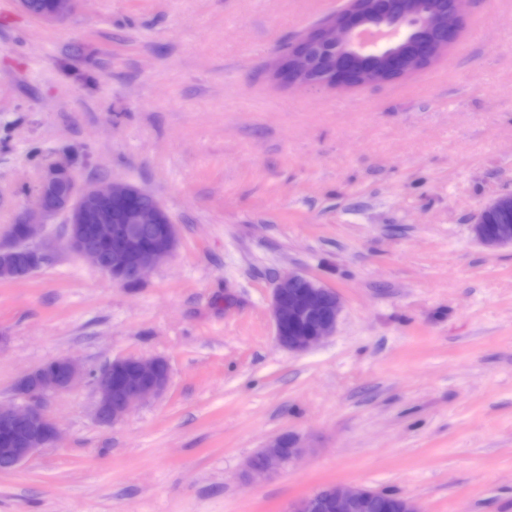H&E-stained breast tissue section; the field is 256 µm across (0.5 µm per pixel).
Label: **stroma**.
Returning a JSON list of instances; mask_svg holds the SVG:
<instances>
[{"label": "stroma", "instance_id": "stroma-1", "mask_svg": "<svg viewBox=\"0 0 512 512\" xmlns=\"http://www.w3.org/2000/svg\"><path fill=\"white\" fill-rule=\"evenodd\" d=\"M346 0H0V247L45 171L152 193L178 245L127 288L63 248L0 280V403L58 357H161L170 382L114 424L87 383L60 438L0 471V512H291L330 485L421 512H512V247L471 226L512 193V0H471L431 66L301 89L283 46ZM342 301L334 335L278 345L277 276ZM287 435L303 455L246 464ZM52 3L51 10L42 18L44 21L59 20L70 14L77 0H50ZM49 0H30L31 12L34 14L42 13L49 7Z\"/></svg>", "mask_w": 512, "mask_h": 512}]
</instances>
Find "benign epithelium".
I'll use <instances>...</instances> for the list:
<instances>
[{
    "label": "benign epithelium",
    "mask_w": 512,
    "mask_h": 512,
    "mask_svg": "<svg viewBox=\"0 0 512 512\" xmlns=\"http://www.w3.org/2000/svg\"><path fill=\"white\" fill-rule=\"evenodd\" d=\"M77 0H51L45 21L70 14ZM470 0H433L420 13L419 0H349L347 7L303 36L281 54L275 69L290 63L301 88L381 85L430 66L457 39ZM139 188L122 182L81 183L69 167L55 165L43 177L29 218L10 228L13 244L0 247V263L24 267L18 277L40 268L54 246L35 248L30 241L43 220L62 214L67 220L64 247L90 262L123 286L139 284L147 270L168 260L178 244V231L167 211L139 207ZM512 211V194L486 204L471 230L488 248L512 246V224L494 236L482 230L483 214ZM272 315L279 344L305 352L332 335L341 312V298L331 288L303 274L281 277L274 288ZM88 379L97 392L95 419L104 426L123 418L136 404L165 391L170 368L163 358L114 360L87 371L68 357L34 369L16 386L21 402L0 405V470L10 471L36 451L53 443L58 427L46 409L48 398ZM302 453L287 436L272 441L251 457L253 473L269 472ZM378 493L364 487L328 486L299 500L292 512H369Z\"/></svg>",
    "instance_id": "1"
}]
</instances>
